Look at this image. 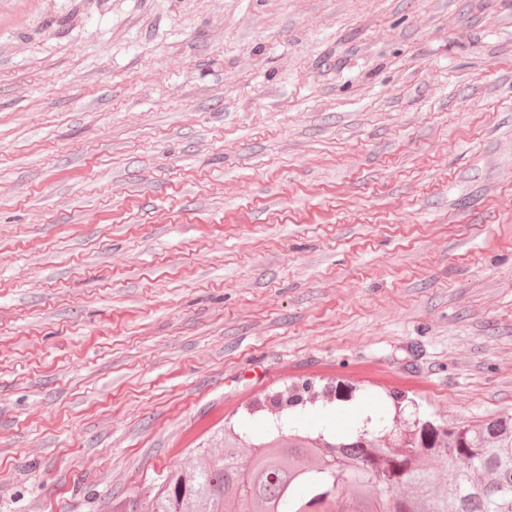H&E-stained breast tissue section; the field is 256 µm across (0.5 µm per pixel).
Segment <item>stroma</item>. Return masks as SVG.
<instances>
[{
	"label": "stroma",
	"mask_w": 512,
	"mask_h": 512,
	"mask_svg": "<svg viewBox=\"0 0 512 512\" xmlns=\"http://www.w3.org/2000/svg\"><path fill=\"white\" fill-rule=\"evenodd\" d=\"M330 361L292 427L512 413V0H0V512Z\"/></svg>",
	"instance_id": "1"
}]
</instances>
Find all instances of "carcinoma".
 Here are the masks:
<instances>
[{"label":"carcinoma","mask_w":512,"mask_h":512,"mask_svg":"<svg viewBox=\"0 0 512 512\" xmlns=\"http://www.w3.org/2000/svg\"><path fill=\"white\" fill-rule=\"evenodd\" d=\"M283 385L244 414L315 399L308 383ZM220 442L116 512H512V414L477 428L418 417L403 434L364 428L341 441L292 433L279 416L264 441L230 428Z\"/></svg>","instance_id":"carcinoma-1"}]
</instances>
